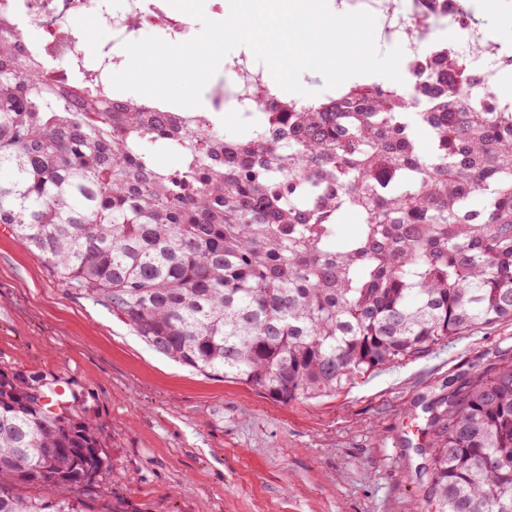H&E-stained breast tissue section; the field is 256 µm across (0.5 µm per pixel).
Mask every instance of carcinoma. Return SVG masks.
Here are the masks:
<instances>
[{
	"label": "carcinoma",
	"instance_id": "obj_1",
	"mask_svg": "<svg viewBox=\"0 0 512 512\" xmlns=\"http://www.w3.org/2000/svg\"><path fill=\"white\" fill-rule=\"evenodd\" d=\"M430 51L437 68L409 63L404 89L302 104L266 85L263 118L221 138L177 109L45 81L50 62L1 18L0 224L157 353L284 404L334 394L512 321V102L475 65L481 47ZM181 140L173 168L142 150ZM55 406L0 372V512H85L64 491L109 468L98 426ZM426 412V512H512V362Z\"/></svg>",
	"mask_w": 512,
	"mask_h": 512
}]
</instances>
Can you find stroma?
<instances>
[{
    "label": "stroma",
    "mask_w": 512,
    "mask_h": 512,
    "mask_svg": "<svg viewBox=\"0 0 512 512\" xmlns=\"http://www.w3.org/2000/svg\"><path fill=\"white\" fill-rule=\"evenodd\" d=\"M506 361L512 321L281 404L157 354L0 226V371L98 424L111 467L75 490L87 512H415L425 407Z\"/></svg>",
    "instance_id": "35a3bbf8"
}]
</instances>
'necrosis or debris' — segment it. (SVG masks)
I'll list each match as a JSON object with an SVG mask.
<instances>
[{"instance_id":"4bbe7bcc","label":"necrosis or debris","mask_w":512,"mask_h":512,"mask_svg":"<svg viewBox=\"0 0 512 512\" xmlns=\"http://www.w3.org/2000/svg\"><path fill=\"white\" fill-rule=\"evenodd\" d=\"M459 12V0H390L393 42L406 56L421 55V29ZM0 16L11 21L23 44L51 62L54 77L87 78L104 94L112 91L111 76L124 60V43L137 40L143 29L172 44L192 38L190 18L162 10L155 0H131L124 11L115 10L112 0H0ZM89 16L97 17L109 35L91 50L76 34Z\"/></svg>"}]
</instances>
